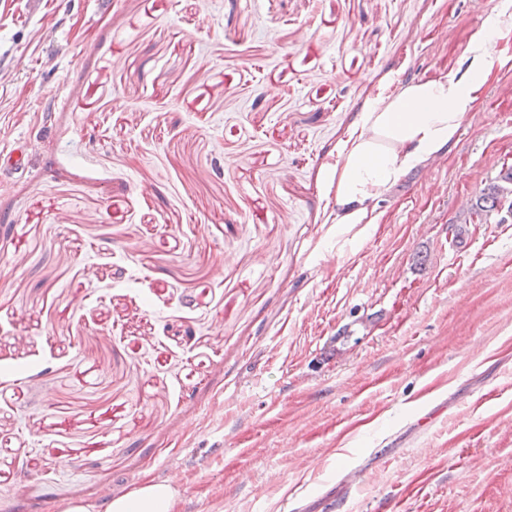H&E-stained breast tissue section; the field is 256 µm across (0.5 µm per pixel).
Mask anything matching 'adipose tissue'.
<instances>
[{"mask_svg": "<svg viewBox=\"0 0 512 512\" xmlns=\"http://www.w3.org/2000/svg\"><path fill=\"white\" fill-rule=\"evenodd\" d=\"M512 33V0L489 14L468 49L466 74H448L407 84L379 95L336 150L327 185L335 191L333 224L373 226L375 201L406 174L444 151L467 113L477 109V93L500 59L492 43ZM172 486L150 482L108 497L103 512H171Z\"/></svg>", "mask_w": 512, "mask_h": 512, "instance_id": "ef3b65f1", "label": "adipose tissue"}]
</instances>
